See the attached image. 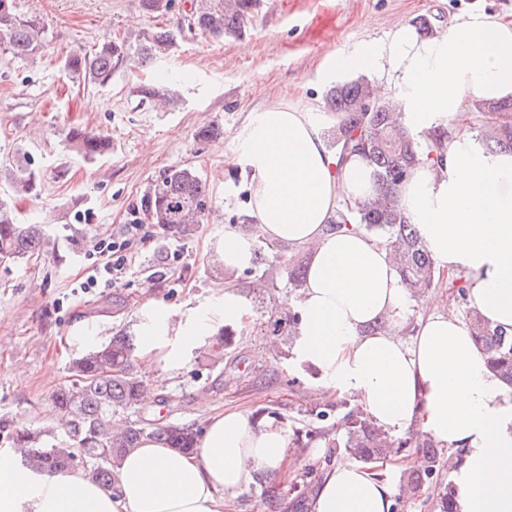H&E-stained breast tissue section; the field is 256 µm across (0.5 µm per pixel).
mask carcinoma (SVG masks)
Here are the masks:
<instances>
[{"label":"carcinoma","mask_w":512,"mask_h":512,"mask_svg":"<svg viewBox=\"0 0 512 512\" xmlns=\"http://www.w3.org/2000/svg\"><path fill=\"white\" fill-rule=\"evenodd\" d=\"M149 14H163L174 0H137ZM258 0H185L188 25L209 36L221 39L242 35L252 19ZM43 22L35 17L14 13L0 0V33L8 36V49L20 57L35 58L44 48ZM171 44L168 32L145 31L139 35L136 56H130L126 42L107 40L93 53H71L65 59L69 73L98 86L112 79V69L126 62L140 67L153 64ZM327 112L335 116L330 130V146L340 161L349 157L364 160L371 168L379 188L372 202L346 203L344 209L327 225V231L359 230L393 248L399 275L410 296L415 297L436 280L430 251L417 226L412 224L399 206L397 188L414 168L424 160L437 159L434 150L422 149L399 120L396 106L374 96L372 85L364 77L337 83L325 96ZM483 113L482 142L486 150L512 152V100L494 104L476 102ZM72 150L93 160L112 150L111 141L97 133L72 127L66 133ZM10 187L14 195L26 197L37 186L35 171L26 164L9 169ZM207 199V184L190 167L167 170L151 182L142 197L141 210L149 223L167 237H181L190 227L202 223ZM244 235H255L249 266L233 271L230 277L249 281V287L261 291L274 286L273 272L280 270L288 278L291 293L297 295L304 286L306 263L296 257L285 259L281 248L267 243L258 234L257 225H240ZM43 226L21 224L8 201L0 199V264L15 263L33 255L46 245ZM441 283L467 299V284L459 273L450 272ZM298 316L293 309L270 311L263 331L293 344ZM467 323L478 346L487 354L490 370L502 384L512 390V333L494 327L473 310ZM235 329L226 324L212 335L201 355L207 369L224 362V354L233 346ZM136 337L118 333L100 346H94L75 359L70 366L73 380L51 395L55 421L39 432L16 429L10 432L14 447L20 449L21 462L39 473H54L82 468L94 481L107 489H116L117 469L128 451L145 439L161 442L185 454L193 453L201 437V429L177 421L154 422L141 418L112 422L118 412L141 413V394L145 384L135 365ZM343 410L336 427L340 437H331L328 427L297 430V445L305 448L316 440L329 448H342L359 461L373 463L387 453L402 451L409 441H394L373 426L361 407L345 398L337 404ZM63 430L67 440L50 444L48 439ZM421 455L425 463L406 475L407 485L418 493L433 483L440 470L435 449L422 440Z\"/></svg>","instance_id":"carcinoma-1"}]
</instances>
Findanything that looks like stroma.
Wrapping results in <instances>:
<instances>
[{
  "instance_id": "obj_1",
  "label": "stroma",
  "mask_w": 512,
  "mask_h": 512,
  "mask_svg": "<svg viewBox=\"0 0 512 512\" xmlns=\"http://www.w3.org/2000/svg\"><path fill=\"white\" fill-rule=\"evenodd\" d=\"M9 3L15 13L40 17L47 41L44 56L32 61L12 55L0 37V168L31 162L36 193L14 206L22 223L47 225L50 234L41 252L0 265V420L30 430L52 422L50 396L69 382L70 364L83 353L68 342L75 324L93 326L105 343L132 331L146 299L188 312L223 291L213 258L225 228L250 215L251 172L234 157L256 113L284 97L329 127L334 119L324 95L340 79L336 54L359 53L419 17L438 29L470 14L512 19V0H261L241 37L214 39L188 28L180 5L155 17L136 0ZM156 28L171 34L168 53L148 67H116L106 86L79 83L63 67L71 51L90 52L108 39L133 47L139 33ZM161 72L173 75L158 84L170 99L166 107L136 92ZM207 125L218 127V135L199 138ZM74 126L110 137L111 152L85 161L65 140ZM185 166L208 187L203 223L180 238L157 233L134 244L130 270L114 287L76 290L95 242L120 232L150 181ZM166 264L170 273L157 278ZM241 294L251 315L235 322L236 343L223 365L203 369L194 353L176 378L143 371L154 393L152 411L199 426L208 412H272L289 430L317 427L318 372L276 355L258 329L271 308L289 301L287 278L278 277L262 298L248 288ZM256 347L267 355L255 358ZM288 455L283 476L261 478L236 494V512H308L292 487L314 490L343 452L316 442L289 447Z\"/></svg>"
}]
</instances>
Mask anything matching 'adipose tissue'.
<instances>
[{"instance_id": "adipose-tissue-1", "label": "adipose tissue", "mask_w": 512, "mask_h": 512, "mask_svg": "<svg viewBox=\"0 0 512 512\" xmlns=\"http://www.w3.org/2000/svg\"><path fill=\"white\" fill-rule=\"evenodd\" d=\"M337 71L379 67L378 95L397 101L415 136L450 122L443 162H424L398 189L400 204L438 272H465L469 299L494 326L512 331V153H487L469 129L467 97L512 98V20L472 14L424 38L410 25L360 54L337 55ZM239 158L252 170L249 205L273 245L307 252L292 353L315 367L325 395L347 394L389 434L416 430L439 447L463 450L456 512H512V403L489 371L466 323L425 302L404 341L407 290L389 250L360 231H327L345 201L373 197L365 162H339L305 112L276 102L252 121ZM249 309L234 289L204 311L181 315L149 299L135 323L136 357L176 373L218 320ZM280 419L240 410L208 416L196 453L147 439L122 460L118 493L79 470L37 474L0 453V512H224L259 476L288 467ZM392 490L374 466L337 461L311 512H392Z\"/></svg>"}]
</instances>
